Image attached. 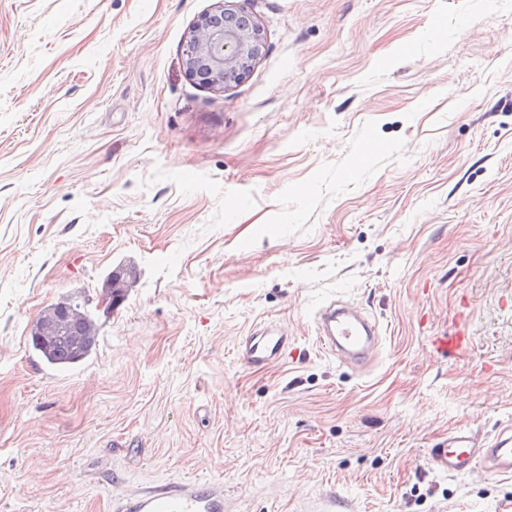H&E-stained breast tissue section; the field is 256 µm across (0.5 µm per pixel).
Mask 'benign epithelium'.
Returning a JSON list of instances; mask_svg holds the SVG:
<instances>
[{
    "instance_id": "obj_1",
    "label": "benign epithelium",
    "mask_w": 512,
    "mask_h": 512,
    "mask_svg": "<svg viewBox=\"0 0 512 512\" xmlns=\"http://www.w3.org/2000/svg\"><path fill=\"white\" fill-rule=\"evenodd\" d=\"M264 49L263 30L237 0H217L191 26L184 49V63L191 76L206 80L209 87L222 89L243 78L256 64ZM137 275L123 268L113 290L101 295L99 308L109 313L136 284ZM75 309L64 303L48 308L36 321L38 333L50 339L70 336Z\"/></svg>"
}]
</instances>
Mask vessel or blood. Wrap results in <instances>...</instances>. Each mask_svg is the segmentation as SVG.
Returning <instances> with one entry per match:
<instances>
[{
    "label": "vessel or blood",
    "mask_w": 512,
    "mask_h": 512,
    "mask_svg": "<svg viewBox=\"0 0 512 512\" xmlns=\"http://www.w3.org/2000/svg\"><path fill=\"white\" fill-rule=\"evenodd\" d=\"M320 344L354 364L367 359L374 346L375 326L350 307L332 302L315 318ZM291 336L278 327L261 325L237 346L240 362L263 369L281 361ZM433 462L449 475L484 468L512 476V426L483 440L465 429L449 432L446 442L432 452ZM111 512H226L224 487L215 482L187 480L149 487L124 498L111 499Z\"/></svg>",
    "instance_id": "obj_1"
}]
</instances>
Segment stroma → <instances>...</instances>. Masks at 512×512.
Wrapping results in <instances>:
<instances>
[{
    "label": "stroma",
    "instance_id": "35a3bbf8",
    "mask_svg": "<svg viewBox=\"0 0 512 512\" xmlns=\"http://www.w3.org/2000/svg\"><path fill=\"white\" fill-rule=\"evenodd\" d=\"M215 2L0 0V512L190 477L229 512H512V476L428 461L512 425V0H245L265 47L221 91L183 56ZM127 264L46 366L41 311ZM329 299L376 321L365 369L318 345ZM259 323L294 350L250 370ZM134 271L124 267L122 272L118 273V278L112 286L113 291L102 293L99 309H103L106 313L112 312V308L123 299L128 289L133 288L137 283L138 276ZM87 333L86 340L77 350L72 349L68 344H60L50 349L46 348L36 340L34 333H31V341L34 349L45 363L53 367L69 368L81 363L92 354L96 346V325L94 324L87 330Z\"/></svg>",
    "mask_w": 512,
    "mask_h": 512
}]
</instances>
